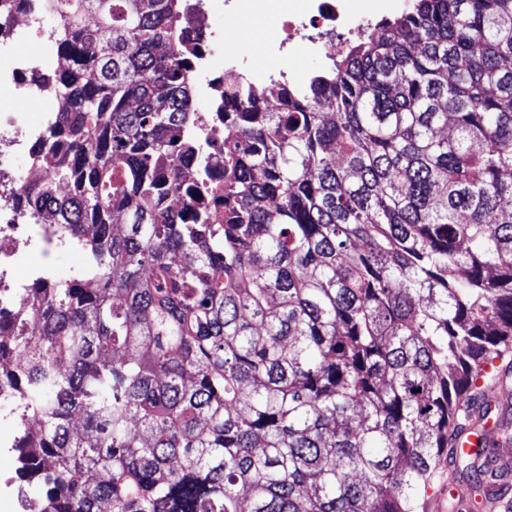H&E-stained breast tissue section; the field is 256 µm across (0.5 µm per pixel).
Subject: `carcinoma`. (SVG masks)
<instances>
[{"label":"carcinoma","mask_w":512,"mask_h":512,"mask_svg":"<svg viewBox=\"0 0 512 512\" xmlns=\"http://www.w3.org/2000/svg\"><path fill=\"white\" fill-rule=\"evenodd\" d=\"M46 2L73 68L31 194L82 262L0 338L24 512H415L443 460L485 477L455 441L512 354V0H415L234 116L205 188L183 0Z\"/></svg>","instance_id":"obj_1"}]
</instances>
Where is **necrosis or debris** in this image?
<instances>
[{
	"label": "necrosis or debris",
	"mask_w": 512,
	"mask_h": 512,
	"mask_svg": "<svg viewBox=\"0 0 512 512\" xmlns=\"http://www.w3.org/2000/svg\"><path fill=\"white\" fill-rule=\"evenodd\" d=\"M275 0H187L181 26L188 49L195 53L200 95L197 110L205 137L211 145L210 169L216 177L224 175L225 113L241 110L256 99L259 90L284 85H305L313 74L330 73L336 58L352 39L369 32L374 11H363L357 0H288L285 20L278 36L263 41L255 57H232L224 43L235 29L247 28L272 10ZM9 38L0 37V85L13 90V102L0 109V164L9 166L8 179H0V282L19 280L21 287L50 280L55 264L51 253V225H37L30 201L19 195L30 184L42 181L47 172L35 164V141L46 130L34 121L32 112L41 102L25 86L23 77L34 59L23 52L28 32L51 31L56 23L43 0H23L11 5ZM308 56L312 71H297L287 65L288 58ZM268 57L278 58L275 66L265 65ZM235 77L240 94L236 100L224 97V81ZM40 252L44 262L28 263L30 253Z\"/></svg>",
	"instance_id": "obj_1"
}]
</instances>
